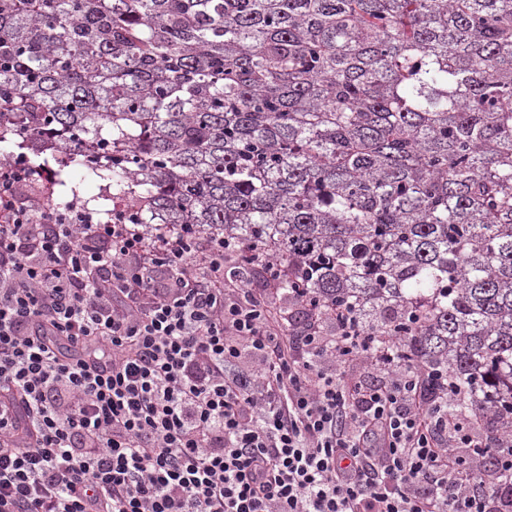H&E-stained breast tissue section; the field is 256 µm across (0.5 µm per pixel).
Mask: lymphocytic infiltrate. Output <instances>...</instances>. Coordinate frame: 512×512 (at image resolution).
Instances as JSON below:
<instances>
[{
	"mask_svg": "<svg viewBox=\"0 0 512 512\" xmlns=\"http://www.w3.org/2000/svg\"><path fill=\"white\" fill-rule=\"evenodd\" d=\"M48 173L0 165V512H512V438L349 310L271 258L229 277L224 238L39 205Z\"/></svg>",
	"mask_w": 512,
	"mask_h": 512,
	"instance_id": "lymphocytic-infiltrate-1",
	"label": "lymphocytic infiltrate"
}]
</instances>
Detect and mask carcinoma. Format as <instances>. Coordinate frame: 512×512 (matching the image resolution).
Returning <instances> with one entry per match:
<instances>
[{"label":"carcinoma","instance_id":"carcinoma-1","mask_svg":"<svg viewBox=\"0 0 512 512\" xmlns=\"http://www.w3.org/2000/svg\"><path fill=\"white\" fill-rule=\"evenodd\" d=\"M0 144L273 256L512 434V0H0Z\"/></svg>","mask_w":512,"mask_h":512}]
</instances>
